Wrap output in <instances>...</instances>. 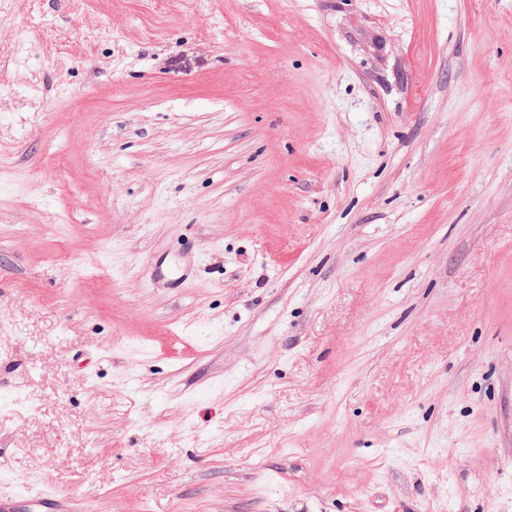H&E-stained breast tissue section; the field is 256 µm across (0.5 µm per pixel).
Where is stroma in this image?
<instances>
[{"mask_svg": "<svg viewBox=\"0 0 512 512\" xmlns=\"http://www.w3.org/2000/svg\"><path fill=\"white\" fill-rule=\"evenodd\" d=\"M0 492L512 512V0H0Z\"/></svg>", "mask_w": 512, "mask_h": 512, "instance_id": "stroma-1", "label": "stroma"}]
</instances>
